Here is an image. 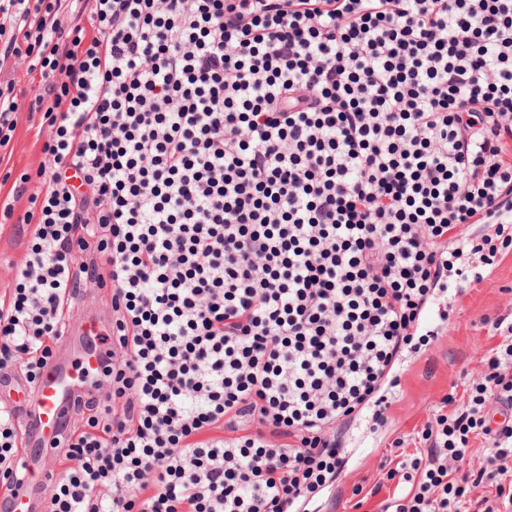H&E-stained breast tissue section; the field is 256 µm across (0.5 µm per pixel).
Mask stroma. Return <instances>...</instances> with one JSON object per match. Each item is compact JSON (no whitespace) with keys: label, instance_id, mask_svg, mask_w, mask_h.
<instances>
[{"label":"stroma","instance_id":"1","mask_svg":"<svg viewBox=\"0 0 512 512\" xmlns=\"http://www.w3.org/2000/svg\"><path fill=\"white\" fill-rule=\"evenodd\" d=\"M39 122V117L20 112L11 142L13 173H33L44 163L36 136ZM28 243L27 225L0 223V293L11 287L14 266L23 259ZM511 302L512 254L495 270L485 272L481 282L454 298V315L442 325L436 341L425 350L406 355L401 389L392 401L387 424L375 430L364 422L347 427L344 442L352 448L353 457L336 488L346 503L344 512H376L380 503L376 497L359 510L349 508L353 486L372 488L380 478L379 461L390 453L392 442L419 430L440 409L443 398L451 395L456 401L466 400L470 381L483 372V359L497 343L487 321L503 313Z\"/></svg>","mask_w":512,"mask_h":512}]
</instances>
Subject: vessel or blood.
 <instances>
[{
  "instance_id": "vessel-or-blood-1",
  "label": "vessel or blood",
  "mask_w": 512,
  "mask_h": 512,
  "mask_svg": "<svg viewBox=\"0 0 512 512\" xmlns=\"http://www.w3.org/2000/svg\"><path fill=\"white\" fill-rule=\"evenodd\" d=\"M110 325L111 316L105 312L89 323L70 325V341L60 345L35 389L24 390L22 382H15V389L23 390L25 397L23 424L27 436L22 456L27 481L7 502L0 503V512H45L47 472L42 461L51 455L52 443L68 432L79 385L96 375L106 354L97 338Z\"/></svg>"
}]
</instances>
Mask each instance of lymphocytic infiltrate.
<instances>
[{"mask_svg": "<svg viewBox=\"0 0 512 512\" xmlns=\"http://www.w3.org/2000/svg\"><path fill=\"white\" fill-rule=\"evenodd\" d=\"M88 6L83 26L64 0H0V163L24 108L46 157L0 200L30 227L0 370L36 384L77 289L111 297L51 512H300L348 465L337 423H387L449 277L512 251V0ZM490 328L379 512H512V307ZM16 419L0 407L7 497Z\"/></svg>", "mask_w": 512, "mask_h": 512, "instance_id": "1", "label": "lymphocytic infiltrate"}]
</instances>
